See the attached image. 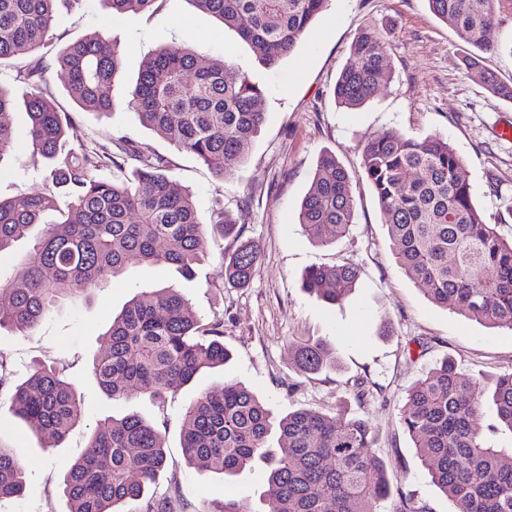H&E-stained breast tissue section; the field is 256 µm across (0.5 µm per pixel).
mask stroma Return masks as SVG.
<instances>
[{"mask_svg": "<svg viewBox=\"0 0 512 512\" xmlns=\"http://www.w3.org/2000/svg\"><path fill=\"white\" fill-rule=\"evenodd\" d=\"M499 24L490 41L501 43L484 65L501 80H512V0H497ZM365 27L377 29L386 46L392 76L376 96L357 110L339 107L333 95L340 72L355 62L351 45ZM103 34L122 58L119 85L135 81L145 58L162 46L191 43L211 56L254 76L266 90L265 120L249 154L234 175L219 179L170 140L142 125L124 95L111 112L79 109L55 68L65 45ZM468 47L451 26L437 19L427 0H329L294 52L266 68L252 47L190 0H156L149 11L113 18L102 0H77L60 9L53 35L42 52L43 96L68 112L66 145L100 146L116 157L127 147L168 161V175L190 190L203 222H211L214 203L238 219L242 238L260 248L246 286L229 284L224 256L237 241L212 242L210 253L183 277L164 266L130 267L88 300L61 305L33 330L0 328V442L23 461L26 486L21 497L0 502V512H66L61 480L66 463L82 456L98 420L138 414L161 431L168 458L153 487L155 495L175 489L185 512H206L216 499L242 501L249 512H263L269 465L254 458L238 476L188 465L180 445L186 407L201 393L240 382L254 391L273 417L299 408L335 412L341 407L362 415L372 427L373 448L384 459L394 489L372 502V512H454L432 483L401 425L408 389L434 364L452 358L460 370L490 376L512 368V332L490 329L452 309L430 302L419 284L406 277L393 258V245L377 201L367 183L354 181L355 218L349 233L327 247L314 244L298 222V212L314 177L319 155L336 154L359 172L361 146L388 130L420 138L445 135L464 157L473 200L488 223L512 238V103L468 75ZM13 152L0 163V197L51 191L48 164L26 148L27 115L16 106L9 116ZM350 263L360 270L355 288L337 305L302 287L310 267ZM170 287L185 298L199 321H222L231 352L225 366L200 372L165 404L148 397L112 400L92 374V358L103 334L124 304L140 289ZM322 339L332 347L336 366L304 375L294 363L293 345ZM36 363L63 369L83 399L82 423L61 443L37 435L11 411V389ZM364 398H357L358 389Z\"/></svg>", "mask_w": 512, "mask_h": 512, "instance_id": "1", "label": "stroma"}]
</instances>
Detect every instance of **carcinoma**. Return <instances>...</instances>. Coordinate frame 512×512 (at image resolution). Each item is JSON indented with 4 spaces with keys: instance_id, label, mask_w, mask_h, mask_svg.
<instances>
[{
    "instance_id": "1",
    "label": "carcinoma",
    "mask_w": 512,
    "mask_h": 512,
    "mask_svg": "<svg viewBox=\"0 0 512 512\" xmlns=\"http://www.w3.org/2000/svg\"><path fill=\"white\" fill-rule=\"evenodd\" d=\"M65 0H0V61L32 60L19 72L26 85V147L32 158L54 160L49 177L70 199L55 220L54 195L33 193L0 199V253L10 250L38 224L45 225L21 259L20 274L0 280V327L27 332L63 302H78L107 286L132 265L173 266L190 277L216 237H239L236 221L215 210L202 222L188 190L166 174L162 156H137L139 166L120 179L102 169L123 170L116 157L81 146L62 153L68 116L52 108L40 90L37 55L50 40ZM112 16L137 15L157 0H103ZM195 7L235 31L276 66L293 52L328 0H192ZM432 13L450 24L475 49L468 73L493 94L512 102V83L481 66V54L498 50L487 35L497 24L495 0H428ZM356 65L335 86L338 105L356 109L389 77L384 43L372 29L351 47ZM58 69L67 75L71 99L90 112L112 111L121 54L100 33L63 48ZM13 94L0 87V162L14 146L8 121ZM139 121L194 155L215 176L226 178L244 161L265 118V90L251 76L189 44L163 46L145 61L128 91ZM361 172L349 173L329 151L320 154L299 224L311 241L328 246L354 223L353 181L370 186L398 265L424 287L435 304L453 306L489 327L512 331V240L486 222L472 200L464 158L440 134L409 138L396 130L365 143ZM259 257L243 242L224 259L228 283L245 285ZM360 277L351 264L307 270L303 288L336 305ZM222 324L202 327L174 288L135 295L112 319L103 349L92 359L100 388L112 399L145 394L157 402L175 394L204 368L222 366L231 354ZM299 372L316 374L336 366L330 345L307 339L294 344ZM496 408L499 430L512 434V369L488 384L458 370L451 358L431 367L408 390L402 424L432 482L455 512H512V447L497 446L479 425L484 405ZM14 414L43 435L62 441L83 417L75 384L53 367L37 365L10 395ZM280 449L268 445L272 429ZM181 448L187 463L239 475L255 457L270 465L264 512H370L373 500L392 493L386 464L372 448L371 425L346 412L331 415L298 409L275 421L257 396L240 383L201 394L186 409ZM167 464L164 439L154 425L129 414L106 419L90 436L85 454L63 474L68 512H183L166 495L143 500ZM26 470L16 450L0 442V501L23 493Z\"/></svg>"
}]
</instances>
